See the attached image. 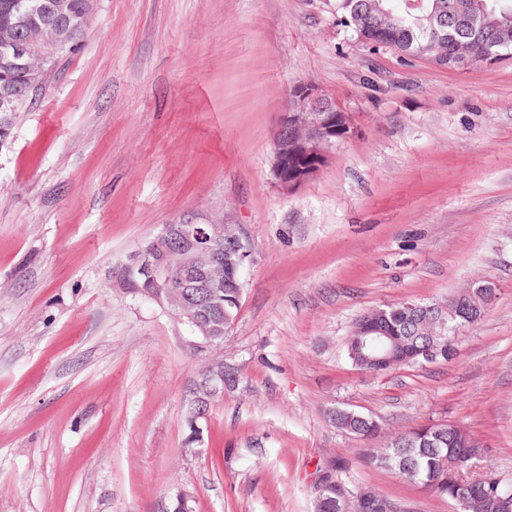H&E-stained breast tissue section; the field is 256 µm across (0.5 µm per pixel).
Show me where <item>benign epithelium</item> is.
<instances>
[{"instance_id": "benign-epithelium-1", "label": "benign epithelium", "mask_w": 512, "mask_h": 512, "mask_svg": "<svg viewBox=\"0 0 512 512\" xmlns=\"http://www.w3.org/2000/svg\"><path fill=\"white\" fill-rule=\"evenodd\" d=\"M97 0H85L83 11L73 9L71 0H51L46 9L51 19L35 22L24 33L5 21L0 24V57L6 67L21 66L27 76L28 89L0 87V117L15 116L32 105L46 77L58 69L60 59L80 42L83 28L96 9ZM357 132L353 113L336 108V100L310 81H299L289 90L273 136L272 171L278 183L287 190L312 179L328 162L336 143ZM303 158H315L318 163L301 169L288 178V165ZM180 250L172 244L173 232L168 227L140 246L121 266L122 283L135 278L147 284L151 302L176 313V317L196 328L192 347L199 352L210 351L215 340L225 336L231 321L224 311V288L228 287L225 271L230 268L245 272L254 261L249 238L238 224H222L206 217L202 222L185 221L178 225ZM181 253V273L172 265L174 253ZM495 297V286L489 280H476L456 295L447 307L408 304L409 317L430 336L453 345L448 335V317L485 307ZM354 336H368L371 353H361L364 370L377 372L384 357L376 351L384 346L382 337L388 332L382 326L379 311L359 320ZM238 379L237 372L222 359L206 364L202 390L209 394L224 392L225 381ZM336 485L326 473H320L314 483L315 509L319 510ZM376 493L363 489L350 497L337 495L339 512H363L376 507Z\"/></svg>"}]
</instances>
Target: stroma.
I'll use <instances>...</instances> for the list:
<instances>
[{
  "label": "stroma",
  "instance_id": "35a3bbf8",
  "mask_svg": "<svg viewBox=\"0 0 512 512\" xmlns=\"http://www.w3.org/2000/svg\"><path fill=\"white\" fill-rule=\"evenodd\" d=\"M335 0H98L79 49L0 148V512H311L336 466L402 512H455L388 469L329 409L390 432L453 421L512 478V59L464 71L371 49ZM358 132L298 189L272 173L292 85ZM191 216L242 225L255 253L219 354L239 382L187 444L205 362L120 267ZM492 308L456 356L359 370L363 313Z\"/></svg>",
  "mask_w": 512,
  "mask_h": 512
}]
</instances>
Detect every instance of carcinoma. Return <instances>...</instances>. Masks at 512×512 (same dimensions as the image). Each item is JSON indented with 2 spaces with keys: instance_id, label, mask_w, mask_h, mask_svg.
<instances>
[{
  "instance_id": "carcinoma-1",
  "label": "carcinoma",
  "mask_w": 512,
  "mask_h": 512,
  "mask_svg": "<svg viewBox=\"0 0 512 512\" xmlns=\"http://www.w3.org/2000/svg\"><path fill=\"white\" fill-rule=\"evenodd\" d=\"M35 0H0V19L34 16L29 4ZM407 0H336L341 24L357 31L356 21L364 18L373 27L391 30L385 42L371 48H392L414 57V46L429 38L431 19L442 22L448 31L444 49L469 59V66L493 64L512 58V0H423L421 9L411 11ZM478 42L487 43L486 52L474 51ZM230 287L225 289L224 306L231 316L238 314L237 274L226 272ZM385 321L400 340L396 361L381 369L386 373L421 363L418 350L423 337L413 333L403 303L382 307ZM330 421L341 430L370 440L378 430L372 418L351 415L338 408L330 410ZM391 459L382 461L365 456L369 466L387 468L407 482L437 497L455 501L464 496L480 510L485 501H500L497 512H512V483L509 484L483 463V449L461 426L433 421L413 428L402 448H390Z\"/></svg>"
}]
</instances>
